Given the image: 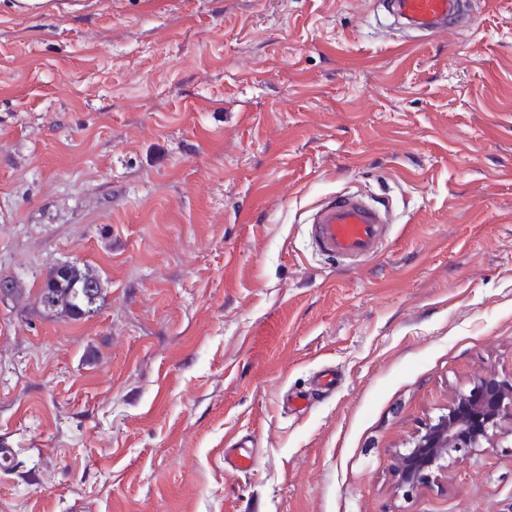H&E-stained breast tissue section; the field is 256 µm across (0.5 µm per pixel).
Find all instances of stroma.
Returning <instances> with one entry per match:
<instances>
[{
    "instance_id": "35a3bbf8",
    "label": "stroma",
    "mask_w": 512,
    "mask_h": 512,
    "mask_svg": "<svg viewBox=\"0 0 512 512\" xmlns=\"http://www.w3.org/2000/svg\"><path fill=\"white\" fill-rule=\"evenodd\" d=\"M388 2L0 0V512H512L507 440L394 473L512 377V0L427 38ZM343 189L390 217L350 266L304 222ZM101 293L99 275L73 264L65 272L58 267L49 271L40 291V303L45 310L79 319L94 311ZM512 437V378L478 373L468 390L456 392L444 414L430 420L395 452L396 489L404 496L444 470L477 454L496 437Z\"/></svg>"
}]
</instances>
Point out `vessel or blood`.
<instances>
[{"instance_id": "1", "label": "vessel or blood", "mask_w": 512, "mask_h": 512, "mask_svg": "<svg viewBox=\"0 0 512 512\" xmlns=\"http://www.w3.org/2000/svg\"><path fill=\"white\" fill-rule=\"evenodd\" d=\"M463 0H394L396 19L415 28L448 31ZM310 245L316 253L348 262L373 258L387 240V218L381 208L362 197L337 192L315 203L305 219Z\"/></svg>"}]
</instances>
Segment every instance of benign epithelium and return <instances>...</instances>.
I'll return each mask as SVG.
<instances>
[{"label":"benign epithelium","instance_id":"benign-epithelium-1","mask_svg":"<svg viewBox=\"0 0 512 512\" xmlns=\"http://www.w3.org/2000/svg\"><path fill=\"white\" fill-rule=\"evenodd\" d=\"M512 437V379L478 373L456 392L444 414L426 423L404 449L395 452L396 489L409 493L432 470L471 457L497 437Z\"/></svg>","mask_w":512,"mask_h":512}]
</instances>
